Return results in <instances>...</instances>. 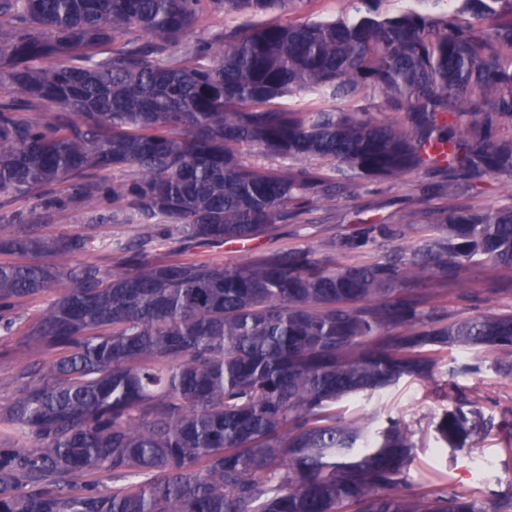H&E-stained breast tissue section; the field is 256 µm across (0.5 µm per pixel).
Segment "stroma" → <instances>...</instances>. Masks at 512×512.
<instances>
[{"instance_id": "obj_1", "label": "stroma", "mask_w": 512, "mask_h": 512, "mask_svg": "<svg viewBox=\"0 0 512 512\" xmlns=\"http://www.w3.org/2000/svg\"><path fill=\"white\" fill-rule=\"evenodd\" d=\"M289 10L282 9L260 16L233 13L200 21L195 36L211 39L224 28L254 25L260 22L285 23L291 20ZM448 194V175L438 168L417 171L404 184L385 179L365 180L357 197L336 198L312 205L306 213L294 216L288 222L278 223L255 239L197 248H177L170 240L155 241L151 259H188L198 262L240 264L260 255L293 249H311L317 256L329 255L330 244L340 236L352 234L366 224H407V243L418 238L414 223L422 218L423 210L443 203ZM461 204L476 208H507L512 206V177L506 175L484 179L479 188L459 189ZM49 222L53 233L84 232L94 242L114 237H133L139 228L134 224H100L88 222L87 209L64 210L53 213ZM495 279L497 293L486 290L488 279ZM461 288L483 291L480 305L485 312L512 310V272H496L485 263L469 265L460 282ZM465 350L444 353L434 380L405 379L381 393L359 395L337 404V411L346 420H371L373 427L383 426L387 417H394L414 433V460L409 480L414 487L431 488L448 484L479 496H487L500 488L512 474V447L499 432H490L477 448L439 447L434 423L447 410L449 401L444 387L456 382L462 391L485 406L487 414L501 416L503 408L512 407V379H504L490 371L495 353H481L487 369L480 374L454 377L457 363L468 358ZM43 351L28 345L19 333L0 335V407L7 406L17 395L19 374L29 363L45 360Z\"/></svg>"}]
</instances>
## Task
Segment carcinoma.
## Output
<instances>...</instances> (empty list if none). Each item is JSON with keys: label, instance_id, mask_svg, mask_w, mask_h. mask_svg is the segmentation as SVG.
<instances>
[{"label": "carcinoma", "instance_id": "1", "mask_svg": "<svg viewBox=\"0 0 512 512\" xmlns=\"http://www.w3.org/2000/svg\"><path fill=\"white\" fill-rule=\"evenodd\" d=\"M457 2L226 29L173 62L208 14L313 0H0V82L15 89L0 96V196L46 213L93 203L91 222L140 229L101 244L122 254L111 268L78 260L90 248L78 233H0V254L31 257L0 263V331L19 300L48 296L24 336L52 354L0 408V512H512V481L489 499L409 491L407 429L336 414L344 399L434 379L454 347L499 354L512 379V311L433 304L479 300L455 288L469 264L512 271V209L463 207L455 192L512 176V0ZM368 88L399 117L274 106ZM253 150L292 164L252 166ZM437 164L448 199L417 244L371 224L331 245L348 256L388 241L381 261L306 249L233 266L147 260L161 235L254 239L291 205ZM452 398L435 424L448 447L494 428L512 440V408L496 423ZM278 106L294 112H304L322 104L316 96L309 92H301L289 97H284L276 101Z\"/></svg>", "mask_w": 512, "mask_h": 512}]
</instances>
